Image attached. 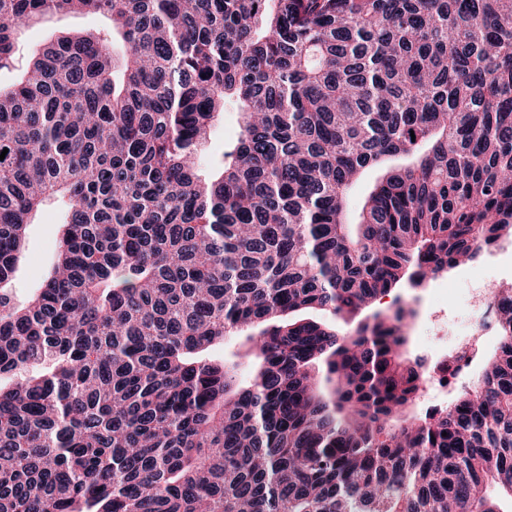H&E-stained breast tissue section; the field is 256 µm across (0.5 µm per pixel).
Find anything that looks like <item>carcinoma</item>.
<instances>
[{
    "instance_id": "obj_1",
    "label": "carcinoma",
    "mask_w": 512,
    "mask_h": 512,
    "mask_svg": "<svg viewBox=\"0 0 512 512\" xmlns=\"http://www.w3.org/2000/svg\"><path fill=\"white\" fill-rule=\"evenodd\" d=\"M61 12L109 25L23 43ZM4 70L0 512H500L512 295L420 415L414 309L337 322L512 236V0H0ZM231 336L247 380L206 356ZM235 105L227 103L224 110V123L219 122L213 128L209 143V156L212 160L219 158L221 153L233 138L235 125ZM59 225L53 211H46L40 224H31L26 239L24 256L19 264L15 288L20 297H27L36 288L52 261L53 245Z\"/></svg>"
}]
</instances>
